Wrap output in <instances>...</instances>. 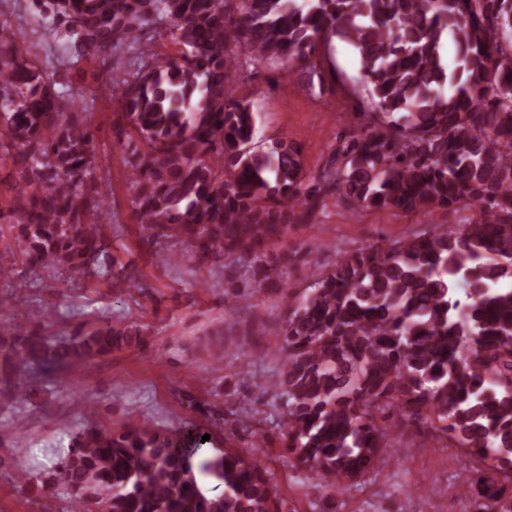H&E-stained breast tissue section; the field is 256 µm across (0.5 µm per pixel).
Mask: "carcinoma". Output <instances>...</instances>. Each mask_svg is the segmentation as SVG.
I'll use <instances>...</instances> for the list:
<instances>
[{
	"label": "carcinoma",
	"mask_w": 512,
	"mask_h": 512,
	"mask_svg": "<svg viewBox=\"0 0 512 512\" xmlns=\"http://www.w3.org/2000/svg\"><path fill=\"white\" fill-rule=\"evenodd\" d=\"M79 63L123 52L108 77L113 131L131 148L135 216L168 255L231 259L244 286L276 288L291 255L271 254L323 197L426 215L472 211L466 224L345 253L303 294L289 288L278 387L288 464L328 497L393 457L394 418L423 425L483 464L457 487L473 512H512V0H32ZM153 24L178 46L153 51ZM354 49L367 86L356 127L327 169L306 173L299 147L255 148L252 103L236 97L254 62L320 70L333 40ZM20 50L0 20V156L10 192L0 220L19 227L34 268L93 274L112 258L110 208L87 107ZM462 288L465 299L456 297ZM22 364L58 372L138 340L103 328L20 331ZM145 421L89 427L54 466L74 503L105 512H283L256 448L199 459ZM224 484L208 497L194 470Z\"/></svg>",
	"instance_id": "cac0c4a2"
}]
</instances>
